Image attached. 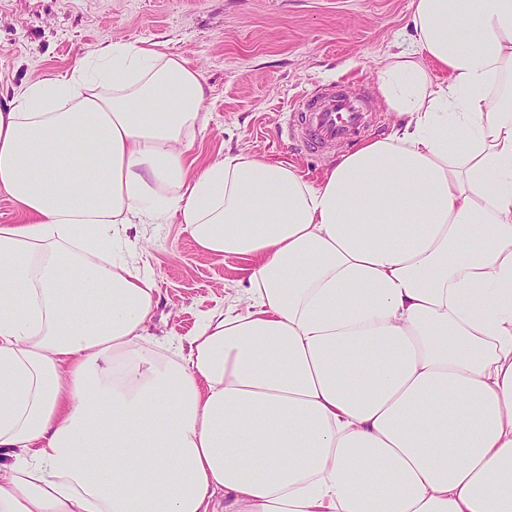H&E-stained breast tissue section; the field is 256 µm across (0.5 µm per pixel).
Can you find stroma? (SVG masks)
Returning <instances> with one entry per match:
<instances>
[{
    "mask_svg": "<svg viewBox=\"0 0 512 512\" xmlns=\"http://www.w3.org/2000/svg\"><path fill=\"white\" fill-rule=\"evenodd\" d=\"M411 0H0V84L24 85L71 69L112 43H152L200 69L209 87L207 125L190 154L197 164L243 154L293 165L318 181L337 153H299L280 135L301 93L331 82L365 88L382 115L379 57L409 43ZM133 258L149 267L159 302L151 340L187 345L203 317L244 307L248 261L201 254L177 218L139 224Z\"/></svg>",
    "mask_w": 512,
    "mask_h": 512,
    "instance_id": "obj_1",
    "label": "stroma"
}]
</instances>
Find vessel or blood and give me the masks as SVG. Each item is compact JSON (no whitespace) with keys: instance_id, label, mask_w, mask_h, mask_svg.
<instances>
[{"instance_id":"1","label":"vessel or blood","mask_w":512,"mask_h":512,"mask_svg":"<svg viewBox=\"0 0 512 512\" xmlns=\"http://www.w3.org/2000/svg\"><path fill=\"white\" fill-rule=\"evenodd\" d=\"M364 93L332 83L304 93L290 106L285 135L309 154L341 147L375 126Z\"/></svg>"}]
</instances>
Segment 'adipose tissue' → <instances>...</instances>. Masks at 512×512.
<instances>
[{
	"label": "adipose tissue",
	"instance_id": "adipose-tissue-1",
	"mask_svg": "<svg viewBox=\"0 0 512 512\" xmlns=\"http://www.w3.org/2000/svg\"><path fill=\"white\" fill-rule=\"evenodd\" d=\"M410 28L316 183L194 165L208 87L153 47L0 89V512H512V0ZM171 215L252 263L185 349L130 259Z\"/></svg>",
	"mask_w": 512,
	"mask_h": 512
}]
</instances>
